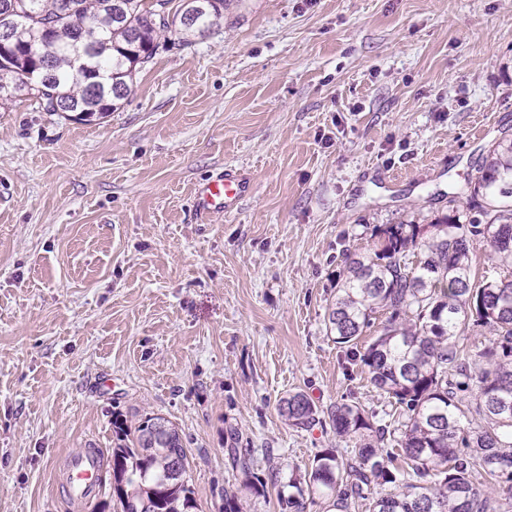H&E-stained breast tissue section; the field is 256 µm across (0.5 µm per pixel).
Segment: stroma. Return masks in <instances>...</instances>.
I'll use <instances>...</instances> for the list:
<instances>
[{"label":"stroma","instance_id":"35a3bbf8","mask_svg":"<svg viewBox=\"0 0 512 512\" xmlns=\"http://www.w3.org/2000/svg\"><path fill=\"white\" fill-rule=\"evenodd\" d=\"M512 137V0H235L170 33L119 108L86 125L0 111V512H74L57 467L110 454L112 417L179 429L201 512L242 477L229 432L280 494L332 426L279 399L395 413L328 336L346 252L383 224L464 213L459 189ZM234 167L253 193L201 223L193 188Z\"/></svg>","mask_w":512,"mask_h":512}]
</instances>
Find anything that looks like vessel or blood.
<instances>
[{"instance_id":"b4317fda","label":"vessel or blood","mask_w":512,"mask_h":512,"mask_svg":"<svg viewBox=\"0 0 512 512\" xmlns=\"http://www.w3.org/2000/svg\"><path fill=\"white\" fill-rule=\"evenodd\" d=\"M252 191L250 182L238 169L227 168L216 177L196 185L193 203L197 216L232 213L239 209ZM63 485L69 498L77 504H89L103 489L102 457L88 448L67 456Z\"/></svg>"}]
</instances>
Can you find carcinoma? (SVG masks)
Instances as JSON below:
<instances>
[{"mask_svg":"<svg viewBox=\"0 0 512 512\" xmlns=\"http://www.w3.org/2000/svg\"><path fill=\"white\" fill-rule=\"evenodd\" d=\"M0 0V27L10 23L22 39L0 52V107L27 97L42 112L66 105L76 117L106 115L128 97L137 71L162 47L161 36L204 35L224 20L231 0H191L171 12L172 0ZM90 24L95 39L84 49L85 79L74 78L71 33ZM57 35L55 53L39 55L37 33ZM462 194L465 219L453 214L422 228L390 224L373 248L347 257L341 284L325 313L327 334L360 360L371 385L391 399L397 419L344 399L326 409L307 394L278 401L284 421L307 430L327 419L350 456L325 448L280 497L286 512H497L512 499V138L495 140ZM490 247L492 264L507 274L474 283L470 247ZM386 315L371 342L361 336ZM491 336L474 351L470 325ZM158 415L130 426L112 420L108 469L112 499L121 512H198L189 484L190 457L173 423L155 429ZM239 435L229 433L233 464L244 487L265 492L251 475ZM221 512H242L239 492L224 490Z\"/></svg>","mask_w":512,"mask_h":512,"instance_id":"obj_1","label":"carcinoma"}]
</instances>
